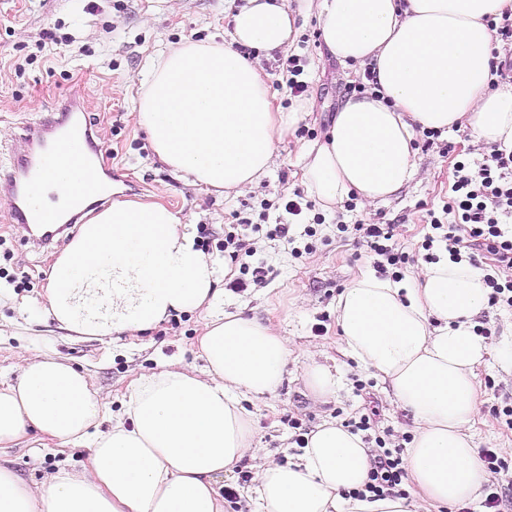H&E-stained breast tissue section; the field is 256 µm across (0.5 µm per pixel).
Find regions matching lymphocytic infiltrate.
Returning <instances> with one entry per match:
<instances>
[{"mask_svg":"<svg viewBox=\"0 0 512 512\" xmlns=\"http://www.w3.org/2000/svg\"><path fill=\"white\" fill-rule=\"evenodd\" d=\"M452 196L445 208L452 215L451 223L432 218V236L426 237L422 248L431 250L435 241L446 244L452 259L479 251L490 256L493 270L484 277L489 290V305L506 303L512 307V152L492 150L478 167L461 162L456 166V179L451 187ZM356 230L377 261L380 272L400 279L408 263L406 253L392 241L390 225H341V232ZM405 469L402 451L398 448L378 446L370 454L368 480L363 488L351 491L354 499L366 497L404 496Z\"/></svg>","mask_w":512,"mask_h":512,"instance_id":"1","label":"lymphocytic infiltrate"}]
</instances>
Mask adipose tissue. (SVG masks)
<instances>
[{"label": "adipose tissue", "instance_id": "1", "mask_svg": "<svg viewBox=\"0 0 512 512\" xmlns=\"http://www.w3.org/2000/svg\"><path fill=\"white\" fill-rule=\"evenodd\" d=\"M512 0H317L323 43L343 63H374L380 92L348 101L327 139L303 149V180L327 211L349 198L371 207L418 172L413 142L459 129L512 149V84L495 85L499 44L488 20ZM296 37L285 0H249L229 42L168 49L139 79L133 114L156 158L207 192L244 194L277 159L278 144L315 108L276 104L259 60ZM46 311L80 336H137L172 314L207 315L202 371L137 377L119 412L85 374L51 357L20 356L17 383L0 388V449L83 445L81 470L28 485L0 465V512H224L216 476L260 454L241 397L264 400L293 354L287 336L219 309L214 260L190 225L155 201H116L81 224L53 264ZM484 273L440 255L404 281L362 274L336 302L350 354L388 382L412 413L406 452L414 495L434 512L477 501L486 481L471 429L479 415L474 371L489 354L472 317L486 307ZM360 436L330 420L300 454L265 457L252 512H412L405 498L354 500L367 480Z\"/></svg>", "mask_w": 512, "mask_h": 512}]
</instances>
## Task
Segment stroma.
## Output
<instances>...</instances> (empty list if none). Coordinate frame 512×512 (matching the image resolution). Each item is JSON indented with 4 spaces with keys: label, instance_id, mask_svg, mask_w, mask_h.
<instances>
[{
    "label": "stroma",
    "instance_id": "35a3bbf8",
    "mask_svg": "<svg viewBox=\"0 0 512 512\" xmlns=\"http://www.w3.org/2000/svg\"><path fill=\"white\" fill-rule=\"evenodd\" d=\"M287 2L298 35L294 43L264 56L268 85L277 102L290 107L295 98L288 91L289 74L282 63L288 56H298L304 94L315 100L316 108L280 142L277 162L258 189L219 196L179 179L158 163L144 130L131 117L139 94L133 78L176 43L229 41L231 15L248 0H178L174 6L169 0H0V171L11 164L21 126L38 124L57 102L78 96L91 121L97 168L120 174L101 193V206L115 200H145L179 211L194 236L209 242L225 311L275 322L307 351V358H289L274 397L245 401L256 447L284 459L292 457L299 452L297 433L312 432L329 419L344 424L368 414L371 436L381 437L387 447L403 448L414 435L412 414L392 403L389 385L353 360L338 334V296L355 277L374 270V258L362 238L340 232L339 227L391 225L395 244L410 257L403 275L412 277L424 262L420 246L431 232V215L445 223L452 220L443 208L452 195L456 163H481L489 151L464 129L440 135L430 144L419 136L413 147L420 173L387 200L366 209L352 197L333 212L314 204L289 216L286 202L295 192L307 190L300 147L324 140L349 100L354 80L349 66L323 43L314 4ZM67 37L75 39L77 55L56 54V42ZM282 221L292 222L294 244L269 237L270 226ZM229 224L249 244L254 261L266 265L264 284L233 290L242 272L239 263L224 254V229ZM308 226L314 231L310 238L304 234ZM72 237V231H65L46 246L25 239L0 195V382L16 380V354L22 350L51 356L84 372L92 387L110 395L116 405L138 376L171 367L201 370L204 362L196 339L204 313L173 314L159 329L141 336L106 337L75 335L48 317L45 288L51 265ZM473 321L489 329L491 351L475 370L480 414L471 434L476 450H494L503 462L498 476L501 509L512 512V429L498 415L512 404V307H485ZM310 362L336 368L341 386L335 396L319 399L307 386L304 368ZM85 455L79 446L62 452L18 447L7 449L5 459L20 481L31 484L61 467L80 469ZM259 468V460L246 457L217 477V486L237 492L236 499L225 500L224 512H247Z\"/></svg>",
    "mask_w": 512,
    "mask_h": 512
}]
</instances>
